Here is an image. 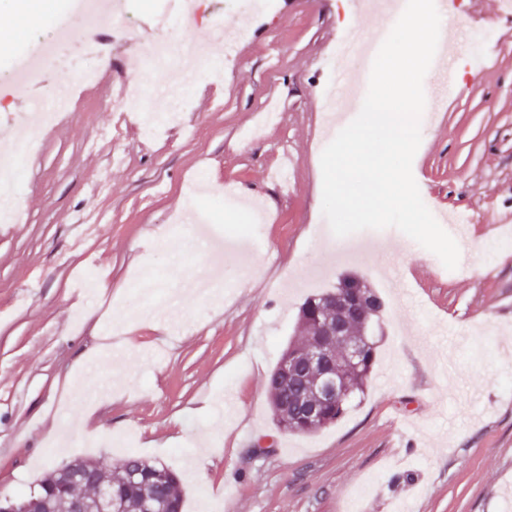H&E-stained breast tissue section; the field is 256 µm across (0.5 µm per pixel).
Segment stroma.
Wrapping results in <instances>:
<instances>
[{
  "mask_svg": "<svg viewBox=\"0 0 512 512\" xmlns=\"http://www.w3.org/2000/svg\"><path fill=\"white\" fill-rule=\"evenodd\" d=\"M42 2L23 22L0 0V79L31 34H49L60 0ZM199 3L200 33L220 18L249 36L222 84L200 73L182 124L155 140L116 103L142 76V46L108 30L79 34L0 98L1 127L50 87L71 94L23 162L21 220L0 227V492L78 456L120 458L131 433L136 454L180 475L185 512H512V18L499 0H460L440 23L457 49L451 104L413 163L436 210L470 216L450 270L397 228L339 238L322 214L320 103L346 89L330 58L346 28L377 20L350 0H276L261 16ZM92 37L107 58L86 56ZM87 66L99 84L81 80ZM104 168L112 187L92 193ZM201 170L265 207L261 224L215 213L219 268L188 227L175 248L157 244L195 206L185 187ZM89 211L101 230L78 252L72 226ZM149 268L154 293L217 277L221 294L187 296L172 327L145 309ZM349 272L385 300L364 397L319 432L279 430L263 381L306 297Z\"/></svg>",
  "mask_w": 512,
  "mask_h": 512,
  "instance_id": "35a3bbf8",
  "label": "stroma"
}]
</instances>
